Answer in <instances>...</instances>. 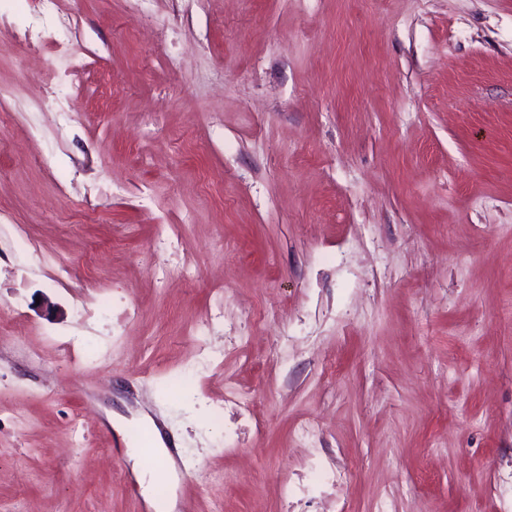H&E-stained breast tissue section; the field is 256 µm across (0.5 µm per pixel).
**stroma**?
<instances>
[{"label":"stroma","mask_w":512,"mask_h":512,"mask_svg":"<svg viewBox=\"0 0 512 512\" xmlns=\"http://www.w3.org/2000/svg\"><path fill=\"white\" fill-rule=\"evenodd\" d=\"M60 5L0 7V512H155L116 414L175 512H512V0Z\"/></svg>","instance_id":"stroma-1"}]
</instances>
